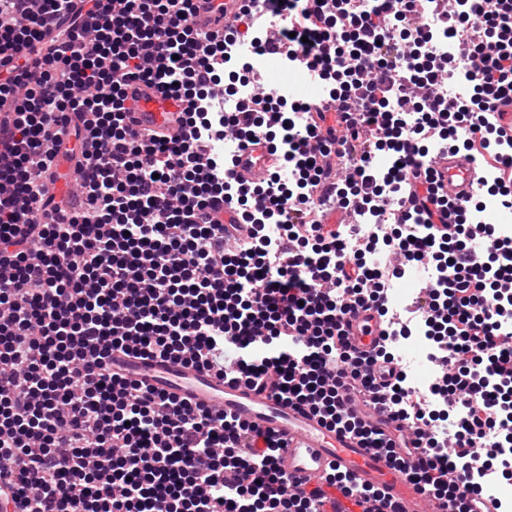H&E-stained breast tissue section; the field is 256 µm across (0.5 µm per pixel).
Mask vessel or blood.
<instances>
[{
    "label": "vessel or blood",
    "mask_w": 512,
    "mask_h": 512,
    "mask_svg": "<svg viewBox=\"0 0 512 512\" xmlns=\"http://www.w3.org/2000/svg\"><path fill=\"white\" fill-rule=\"evenodd\" d=\"M240 4L241 0H194L191 23L204 36L230 29L236 25ZM126 96L140 130L178 133L182 113L192 108L191 100L164 98L154 86L138 81L127 86ZM274 160L267 141L243 143L237 152L235 174L249 183L263 181ZM436 169L439 196L455 203L468 197L480 181L474 162L465 153H448ZM385 328V319L375 309L356 310L350 319L351 349L370 353ZM112 369L144 379L149 386L191 405L223 411L283 438L287 446L281 449L277 465L296 489L317 498L319 512H377L371 504L347 507L345 499L326 484L325 476L333 469L350 474L356 484L385 489L399 512H451L443 501L421 493L384 452L364 447L357 436L333 430L308 407L285 404L271 391L258 390L248 379L222 380L179 362L161 363L121 353L113 355Z\"/></svg>",
    "instance_id": "obj_1"
}]
</instances>
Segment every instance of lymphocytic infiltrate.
I'll list each match as a JSON object with an SVG mask.
<instances>
[{
  "label": "lymphocytic infiltrate",
  "mask_w": 512,
  "mask_h": 512,
  "mask_svg": "<svg viewBox=\"0 0 512 512\" xmlns=\"http://www.w3.org/2000/svg\"><path fill=\"white\" fill-rule=\"evenodd\" d=\"M259 2L244 0L243 29L204 40L193 0H0V483L13 489L0 512H316L276 464L282 438L113 372L116 352L250 378L370 448L413 445L417 464L400 469L452 512H473L486 484L512 477V234L483 225V259L471 231L483 195L512 210V138L496 135L498 103L512 101V4L267 0L278 54L335 87L286 108L259 86L248 110L228 112L213 90ZM462 31L470 92L451 106L454 62H435L434 47ZM134 80L191 99V142L130 126ZM274 127L286 149L262 189L239 181L233 160L198 152L228 129L249 140ZM437 138L498 172L454 206L451 231L434 220L451 207L424 147ZM386 146L395 165L380 176ZM66 155L75 208L42 182ZM215 198L247 238L209 220ZM327 198L387 214L401 263L361 262L373 237L325 229ZM432 256L447 281L392 310L405 263ZM364 305L395 325L359 357L346 325ZM419 325L437 344L438 393L461 411L449 453L430 395L409 396L391 353ZM346 393L388 410L395 437L347 413Z\"/></svg>",
  "instance_id": "obj_1"
}]
</instances>
